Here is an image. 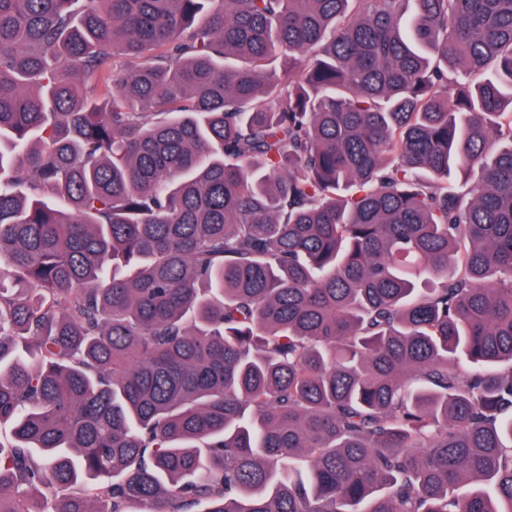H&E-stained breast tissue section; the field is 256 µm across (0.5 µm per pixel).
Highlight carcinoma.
<instances>
[{
    "mask_svg": "<svg viewBox=\"0 0 512 512\" xmlns=\"http://www.w3.org/2000/svg\"><path fill=\"white\" fill-rule=\"evenodd\" d=\"M2 424L0 512H512V0H0Z\"/></svg>",
    "mask_w": 512,
    "mask_h": 512,
    "instance_id": "1",
    "label": "carcinoma"
}]
</instances>
